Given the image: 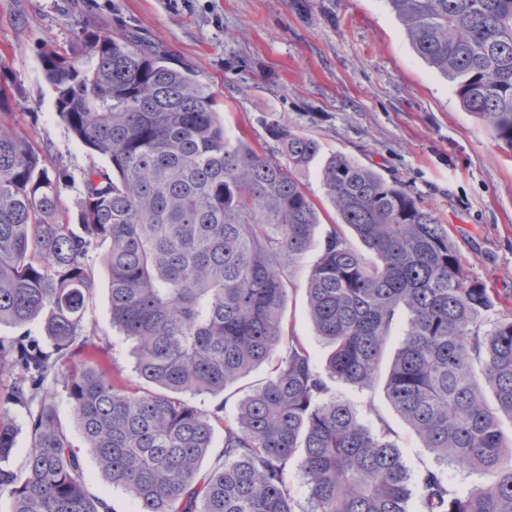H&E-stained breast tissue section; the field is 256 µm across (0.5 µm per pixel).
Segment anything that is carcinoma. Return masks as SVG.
Masks as SVG:
<instances>
[{"instance_id":"carcinoma-1","label":"carcinoma","mask_w":512,"mask_h":512,"mask_svg":"<svg viewBox=\"0 0 512 512\" xmlns=\"http://www.w3.org/2000/svg\"><path fill=\"white\" fill-rule=\"evenodd\" d=\"M417 54L453 83L461 106L512 147V0H387ZM59 116L108 167L84 173L76 223L63 222L59 180L13 123L0 94V324L40 321L0 339L19 375L7 402L29 406L24 471L6 465L17 429L0 407V496L11 512H105L91 497L45 386L60 376L103 477L137 512H410V475L386 428L374 431L328 396L325 377L369 387L399 314L407 316L385 390L438 459L475 471L465 493L435 471L418 482L419 512H512V313L509 297L470 275L436 210L398 182L336 154L322 182L340 218L307 281L309 315L333 347L325 370L290 333V266L314 245L318 209L300 173L317 140L278 122L275 146L226 136L214 93L129 32L83 25L72 57L41 51ZM349 228L374 255L356 250ZM103 249L112 326L133 342L142 386L94 365H69ZM270 378L238 404L193 406L270 361ZM224 429L220 463L201 464ZM288 489L291 497L297 503V510L307 509V487L304 484L301 459L296 456L290 465V473L288 475Z\"/></svg>"}]
</instances>
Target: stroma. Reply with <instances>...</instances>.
<instances>
[{
    "label": "stroma",
    "mask_w": 512,
    "mask_h": 512,
    "mask_svg": "<svg viewBox=\"0 0 512 512\" xmlns=\"http://www.w3.org/2000/svg\"><path fill=\"white\" fill-rule=\"evenodd\" d=\"M122 33L166 52L193 70L215 94L230 138L271 146V122L313 138L319 156L301 180L320 211L315 248L291 268L287 321L317 367L331 352L310 319L305 286L336 210L321 183L326 160L342 154L396 181L434 207L460 251L465 269L488 287L512 292V148L464 111L447 79L414 50L386 0H0V83L11 88L14 122L62 174L61 201L75 215L82 175L104 166L69 131L46 81L42 48L71 51L83 22ZM97 288L84 323L89 341L73 346L71 361L94 363L106 375L136 381L131 344L110 318L109 273L91 251ZM269 377L260 365L223 392L188 396L189 404L223 406L233 416L244 395ZM330 395L349 404L371 428L388 426L412 479L439 472L450 489L479 483L477 474L438 460L390 406L383 380L360 388L327 381ZM61 424L78 451L88 492L111 512H136L137 503L99 473L66 400L48 379Z\"/></svg>",
    "instance_id": "1"
}]
</instances>
